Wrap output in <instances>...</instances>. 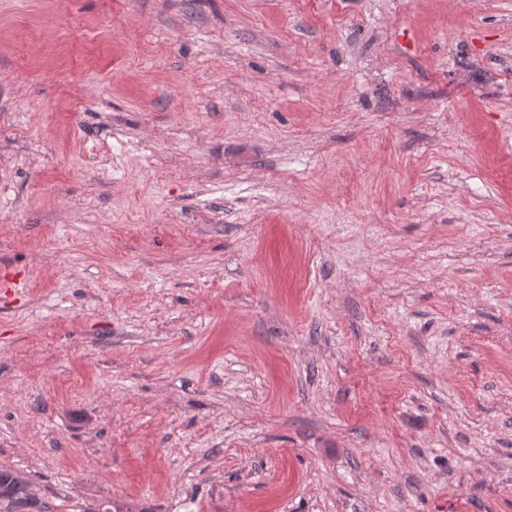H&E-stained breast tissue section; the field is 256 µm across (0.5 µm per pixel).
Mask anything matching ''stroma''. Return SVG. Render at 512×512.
<instances>
[{
  "instance_id": "obj_1",
  "label": "stroma",
  "mask_w": 512,
  "mask_h": 512,
  "mask_svg": "<svg viewBox=\"0 0 512 512\" xmlns=\"http://www.w3.org/2000/svg\"><path fill=\"white\" fill-rule=\"evenodd\" d=\"M0 468L512 512V0H0Z\"/></svg>"
}]
</instances>
